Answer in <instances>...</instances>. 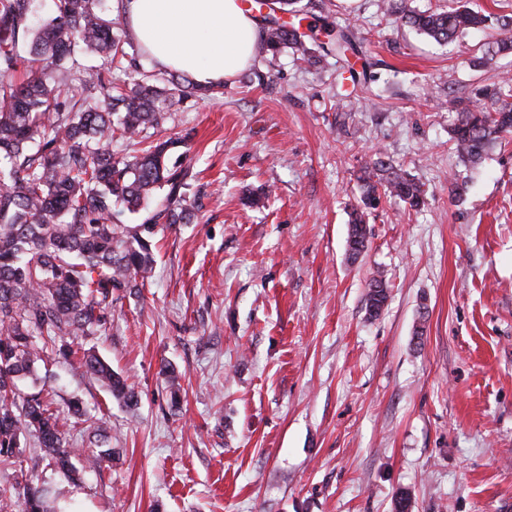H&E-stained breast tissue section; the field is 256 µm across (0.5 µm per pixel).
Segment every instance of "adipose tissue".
<instances>
[{"label": "adipose tissue", "mask_w": 512, "mask_h": 512, "mask_svg": "<svg viewBox=\"0 0 512 512\" xmlns=\"http://www.w3.org/2000/svg\"><path fill=\"white\" fill-rule=\"evenodd\" d=\"M124 9L131 34L159 67L201 85L234 78L263 37L240 0H125Z\"/></svg>", "instance_id": "1"}]
</instances>
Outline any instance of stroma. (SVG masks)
<instances>
[{"label":"stroma","instance_id":"35a3bbf8","mask_svg":"<svg viewBox=\"0 0 512 512\" xmlns=\"http://www.w3.org/2000/svg\"><path fill=\"white\" fill-rule=\"evenodd\" d=\"M320 2L319 23L350 27L369 59L365 88L336 56L287 49L176 104L158 131L186 140L197 216L158 232L146 287L85 341L138 408L38 365L122 451L93 469L96 445L74 436L77 483L40 464L73 512H394L401 492L410 512H512V137L469 168L448 135L462 108L489 106L512 53L495 52V27L443 46L385 0ZM379 156L426 203L382 197L353 262L348 213ZM265 186L263 207L244 205ZM379 272L390 297L372 318Z\"/></svg>","mask_w":512,"mask_h":512}]
</instances>
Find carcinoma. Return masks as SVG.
<instances>
[{
    "mask_svg": "<svg viewBox=\"0 0 512 512\" xmlns=\"http://www.w3.org/2000/svg\"><path fill=\"white\" fill-rule=\"evenodd\" d=\"M290 20L273 19L264 28L259 54L277 56L288 48L311 62L317 50H330L344 62L351 81L360 82L352 59L359 58L347 27L321 28L327 42L303 24L301 0H275ZM387 11L404 24L446 44L483 29L492 16L472 0H451L448 9L416 12L405 0H387ZM34 0H0V456L22 453L21 439H35L41 455L10 487L0 488V512H61L35 483L40 463L50 460L69 480L80 478L70 430L78 425L96 438V467L110 468L121 449L101 420L73 399L66 407L36 363L49 359L95 378L129 409L138 394L124 376L78 340L105 329L113 303L140 288L156 263L152 249L160 224H189L198 210L185 189L193 173L174 156L183 140L151 143L142 154L112 152L115 133L131 139L162 124L168 110L192 93L212 89L187 79L145 76L119 91L111 72L85 63L95 53L124 71L139 73L138 51L122 38L123 0H53L52 13L34 21ZM76 81L82 97L70 104L62 89ZM489 109L464 108L450 130L451 142L466 166L482 162L503 134L512 133V76H493L486 88ZM367 178L360 201L349 213L348 251L356 260L367 246V210L380 195L400 198L417 210L422 186L408 173L382 160ZM147 211L139 224H126L128 211ZM388 285L380 273L368 283L366 307L376 317L387 305ZM29 380L33 391L20 389Z\"/></svg>",
    "mask_w": 512,
    "mask_h": 512,
    "instance_id": "1",
    "label": "carcinoma"
}]
</instances>
